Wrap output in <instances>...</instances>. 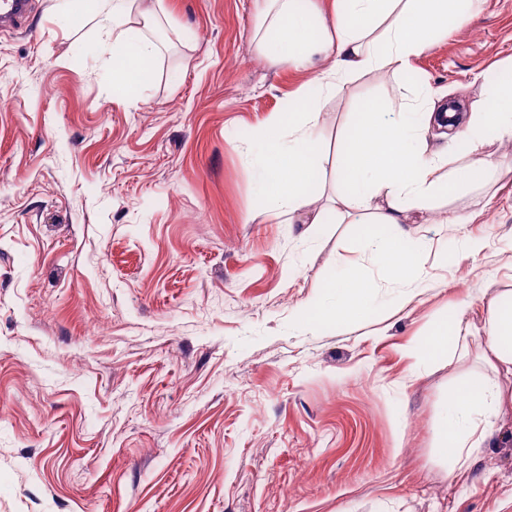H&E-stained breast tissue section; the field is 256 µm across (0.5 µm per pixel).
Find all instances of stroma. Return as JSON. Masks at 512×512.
I'll return each mask as SVG.
<instances>
[{"mask_svg":"<svg viewBox=\"0 0 512 512\" xmlns=\"http://www.w3.org/2000/svg\"><path fill=\"white\" fill-rule=\"evenodd\" d=\"M35 0L0 31V512H512V412L449 478L432 451L460 361L406 349L458 315L481 328L512 289V166L442 195L415 234L428 287H384L358 224L250 223L261 197L241 133L325 66L259 50V0H163L169 39L134 104L84 51L92 21ZM324 103V170L366 104L401 110L423 82L463 117L512 74V0ZM483 241L461 255L455 241ZM378 283V308L301 330L336 272Z\"/></svg>","mask_w":512,"mask_h":512,"instance_id":"1","label":"stroma"}]
</instances>
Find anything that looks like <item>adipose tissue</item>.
<instances>
[{"label": "adipose tissue", "mask_w": 512, "mask_h": 512, "mask_svg": "<svg viewBox=\"0 0 512 512\" xmlns=\"http://www.w3.org/2000/svg\"><path fill=\"white\" fill-rule=\"evenodd\" d=\"M263 3L261 17L270 20L272 29L271 37L259 44L266 58L302 70L318 53L330 64L297 90L288 110L243 142L242 156L263 195V206L250 214V221L276 216L288 224L335 220L384 225V232L364 233L363 247L388 280L423 287L424 257L435 255L443 264L447 256L433 254L431 241L414 237L412 225L444 188L464 184L469 177L468 170L449 167L447 152L429 151L422 139L434 120L432 98L421 93L414 105L388 118L376 104L359 112L336 147V178L347 190L319 203L312 198L309 179L324 167L322 102L339 83L360 74L386 67L410 71L412 58L427 50L436 34L467 24L479 0H333L329 24L313 21L308 0ZM161 5L162 0H56L54 19L65 29L77 18H90L97 32L90 55L111 70L114 88L136 98L160 51L154 31ZM504 92V86L490 87V105L480 125L462 133L474 164L486 171L500 163L485 151L484 130L512 135V98ZM332 289L333 305L306 319V327L329 323L340 330L376 305L375 288L361 272L337 276ZM487 312L481 359L488 370L449 387L435 428V453L452 478L477 458L502 414L512 409V289L489 293ZM471 334L470 325L455 317L438 323L407 355L418 366L451 359Z\"/></svg>", "instance_id": "obj_1"}]
</instances>
